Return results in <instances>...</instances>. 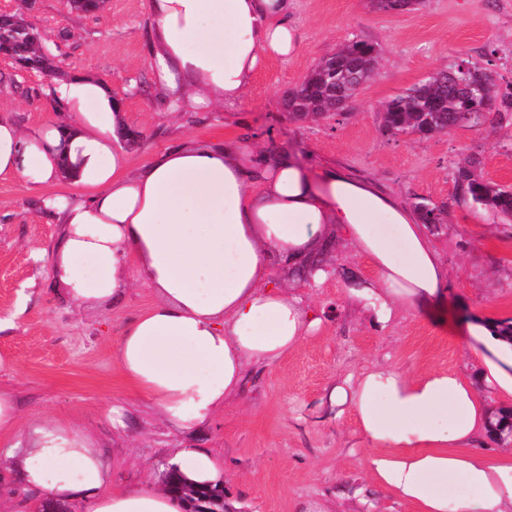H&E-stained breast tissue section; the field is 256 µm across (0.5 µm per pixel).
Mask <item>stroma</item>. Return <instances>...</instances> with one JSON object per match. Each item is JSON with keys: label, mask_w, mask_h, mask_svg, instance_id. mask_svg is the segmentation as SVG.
I'll return each mask as SVG.
<instances>
[{"label": "stroma", "mask_w": 512, "mask_h": 512, "mask_svg": "<svg viewBox=\"0 0 512 512\" xmlns=\"http://www.w3.org/2000/svg\"><path fill=\"white\" fill-rule=\"evenodd\" d=\"M68 0H0L37 22L44 43L59 53L57 79L91 74L122 98L127 112L119 144L131 168L174 142L200 144L227 137L294 154L310 170L332 164L374 181L407 205H448V222L432 241L448 268L450 293L432 310L400 307L379 324L349 300L351 289L373 281L369 263L341 233L330 239L331 275L317 288L276 267L273 284L294 292L322 323L276 365L251 370L239 400L209 426L188 436L161 424L152 404L131 396L112 360L124 324L156 303L150 288L133 284L116 306L76 311L47 283L44 253L58 225L36 215L41 197L65 195L64 178L37 190L0 175V385L20 398L23 427L48 420L91 432L112 455V481L136 485L176 449L213 451L224 464V495L237 512H294L298 501L328 498L334 512H419L372 486L365 461L372 453L351 412L327 416V389L374 364L409 374L457 370L477 381L479 368L455 332L471 313L512 318V224L458 199L454 171L475 155L491 183L512 185V127L488 123L431 137L388 135L383 103L424 82L455 59L488 66L498 83L512 84V0H423L417 9L385 12L371 0H297L294 17L304 38L288 60H265L243 102L232 109L170 119L152 94L147 65L146 0H106L102 11L72 12ZM359 38L376 45L377 74L362 85L347 114L301 122L283 108L285 93L324 58ZM48 76L0 62V115L33 130L56 117L46 94ZM129 405L133 421L116 432L112 406Z\"/></svg>", "instance_id": "stroma-1"}]
</instances>
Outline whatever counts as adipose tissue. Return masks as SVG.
I'll return each instance as SVG.
<instances>
[{"label":"adipose tissue","mask_w":512,"mask_h":512,"mask_svg":"<svg viewBox=\"0 0 512 512\" xmlns=\"http://www.w3.org/2000/svg\"><path fill=\"white\" fill-rule=\"evenodd\" d=\"M148 66L159 105L204 112L239 105L260 63L297 54L294 0H147ZM58 119L34 131L0 119V175L37 188L68 173L75 193L42 198L60 224L53 284L75 308L118 302L132 283L158 301L121 330L114 360L134 393L186 433L209 425L240 396L253 364H272L320 325L300 299L271 284L275 263L312 286L314 257L340 230L375 279L353 296L376 322L397 306L426 311L448 292V270L413 210L339 166L319 176L279 152L228 138L186 140L129 171L114 144L124 105L98 79L76 75L47 90ZM483 388L460 374L411 375L377 366L334 385L329 411H351L376 447L370 478L420 512H512V450H478L492 413L480 394L512 398V338L475 314L460 331ZM4 453L22 486L86 512H181L164 477L116 489L112 467L85 429L47 421L22 432L14 392L0 387ZM195 486L225 470L205 448L179 449L168 465ZM468 491L449 496L439 479Z\"/></svg>","instance_id":"obj_1"}]
</instances>
